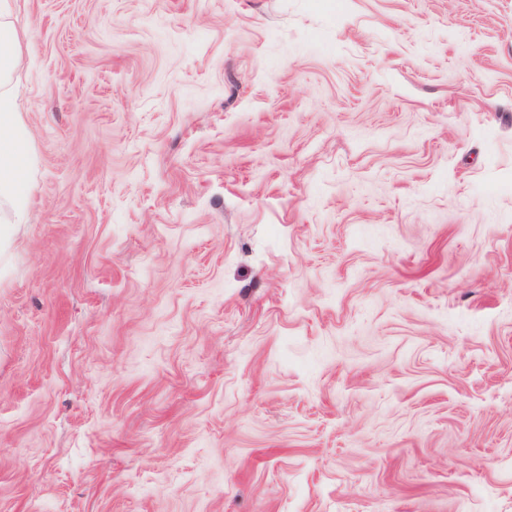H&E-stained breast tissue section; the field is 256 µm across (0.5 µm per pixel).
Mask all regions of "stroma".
<instances>
[{"label":"stroma","instance_id":"35a3bbf8","mask_svg":"<svg viewBox=\"0 0 512 512\" xmlns=\"http://www.w3.org/2000/svg\"><path fill=\"white\" fill-rule=\"evenodd\" d=\"M0 512H512V0H22Z\"/></svg>","mask_w":512,"mask_h":512}]
</instances>
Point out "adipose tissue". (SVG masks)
Masks as SVG:
<instances>
[{"label": "adipose tissue", "instance_id": "obj_1", "mask_svg": "<svg viewBox=\"0 0 512 512\" xmlns=\"http://www.w3.org/2000/svg\"><path fill=\"white\" fill-rule=\"evenodd\" d=\"M18 2L0 0V244L8 241L13 225L25 223L30 193L27 130L9 85L19 58L20 38L11 21Z\"/></svg>", "mask_w": 512, "mask_h": 512}]
</instances>
